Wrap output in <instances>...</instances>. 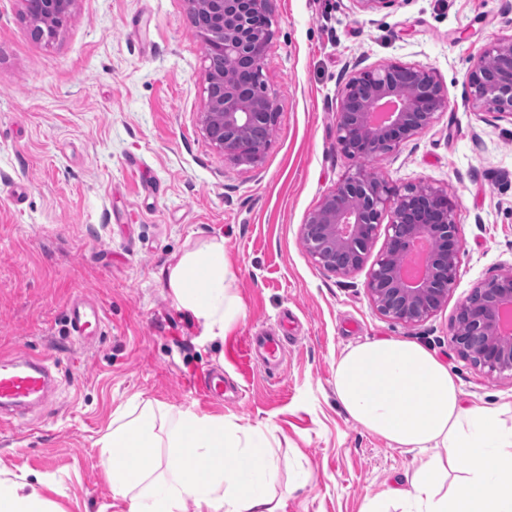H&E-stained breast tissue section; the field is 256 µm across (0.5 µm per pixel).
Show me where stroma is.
<instances>
[{"label":"stroma","instance_id":"obj_1","mask_svg":"<svg viewBox=\"0 0 512 512\" xmlns=\"http://www.w3.org/2000/svg\"><path fill=\"white\" fill-rule=\"evenodd\" d=\"M264 78L280 117L259 168L204 138L209 68L186 0H76L57 36L35 39L23 0H0V353L59 365L48 401L0 432V468L55 480L62 512H121L95 442L137 402L270 431L279 512H362L407 487L413 454L340 406L336 363L374 339L421 344L444 360L467 405L512 404V379L458 354L450 320L472 286L512 266V122L466 100L469 60L512 34V0H274ZM430 69L448 108L430 129L358 162L336 144L339 93L353 68ZM391 185L431 184L457 204L462 249L448 302L426 321L381 316L366 271L336 277L300 228L358 166ZM223 241L243 309L223 335L177 307L164 268ZM98 301L91 345L69 336L75 291ZM287 326L282 363L246 354L253 333ZM223 370L240 395L204 407L200 380ZM311 480L297 487L298 472Z\"/></svg>","mask_w":512,"mask_h":512}]
</instances>
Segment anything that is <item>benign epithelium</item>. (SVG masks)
Returning a JSON list of instances; mask_svg holds the SVG:
<instances>
[{
    "label": "benign epithelium",
    "instance_id": "obj_1",
    "mask_svg": "<svg viewBox=\"0 0 512 512\" xmlns=\"http://www.w3.org/2000/svg\"><path fill=\"white\" fill-rule=\"evenodd\" d=\"M40 39L56 37L76 0H23ZM207 57L224 62L209 68L200 113L203 136L238 165L258 167L267 133L279 118V97L263 79L270 49L273 0H187ZM473 109L512 120V35L498 39L470 60ZM448 99L433 72L403 63L354 71L337 105L336 141L347 156L366 160L433 126ZM391 222L380 224L383 210ZM385 235L383 251L367 272V292L382 316L405 324L422 322L448 301L458 280L460 240L456 204L430 184L399 190L360 167L327 192L301 227L313 261L335 276L361 270L372 245ZM425 235L428 275L407 284L399 275L411 241ZM512 267L477 283L456 308L452 342L490 377L512 378Z\"/></svg>",
    "mask_w": 512,
    "mask_h": 512
}]
</instances>
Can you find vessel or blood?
Returning a JSON list of instances; mask_svg holds the SVG:
<instances>
[{
	"label": "vessel or blood",
	"instance_id": "vessel-or-blood-1",
	"mask_svg": "<svg viewBox=\"0 0 512 512\" xmlns=\"http://www.w3.org/2000/svg\"><path fill=\"white\" fill-rule=\"evenodd\" d=\"M66 317L70 334L82 340L100 328L103 310L77 294L67 304ZM53 379L47 359L22 351L0 357V430L14 429L18 408L26 399L44 394Z\"/></svg>",
	"mask_w": 512,
	"mask_h": 512
}]
</instances>
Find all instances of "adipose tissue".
<instances>
[{"mask_svg":"<svg viewBox=\"0 0 512 512\" xmlns=\"http://www.w3.org/2000/svg\"><path fill=\"white\" fill-rule=\"evenodd\" d=\"M233 273L224 245L212 243L206 263L182 256L168 270L179 306L203 320L212 335L243 310L226 283ZM336 397L343 410L390 445L417 452L420 465L408 488L386 498H367L363 512H512V422L502 410L466 405L447 365L423 346L389 339L352 347L335 370ZM99 463L114 499L126 512H278L273 494L279 464L270 434L191 411L170 414L144 404L116 411L96 442ZM166 448L177 462L163 468L150 451ZM481 465L449 482L463 455ZM47 478L0 468V512H60L46 497Z\"/></svg>","mask_w":512,"mask_h":512,"instance_id":"ef3b65f1","label":"adipose tissue"}]
</instances>
